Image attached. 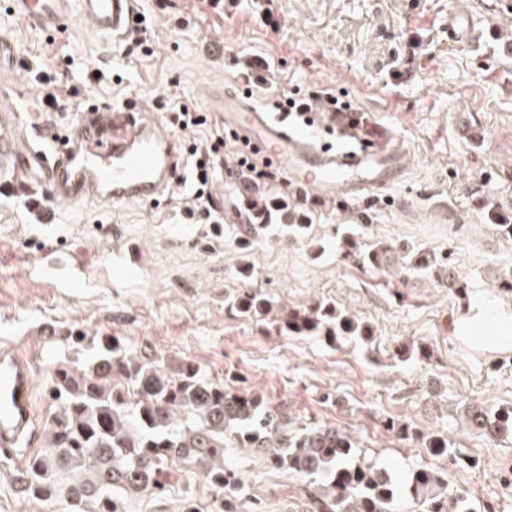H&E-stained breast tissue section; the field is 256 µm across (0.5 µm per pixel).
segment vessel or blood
Wrapping results in <instances>:
<instances>
[{
	"mask_svg": "<svg viewBox=\"0 0 512 512\" xmlns=\"http://www.w3.org/2000/svg\"><path fill=\"white\" fill-rule=\"evenodd\" d=\"M11 12L36 31L53 35L80 18L120 43L137 25V0H11ZM476 33L470 15L448 21L449 44L469 47ZM225 128L261 150L289 180L313 188L325 201H367L406 180L409 159L386 126L366 122L357 109L334 111L330 124L341 141L316 144L285 114L256 104L248 91L226 85L210 95ZM20 120L12 101L0 99V184L20 194L46 191L60 204L121 206L170 196L184 162L182 142L164 130L142 102L123 99L82 113L54 145ZM32 356L0 344V446L30 438L33 426Z\"/></svg>",
	"mask_w": 512,
	"mask_h": 512,
	"instance_id": "vessel-or-blood-1",
	"label": "vessel or blood"
}]
</instances>
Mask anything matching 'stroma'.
Listing matches in <instances>:
<instances>
[{
	"mask_svg": "<svg viewBox=\"0 0 512 512\" xmlns=\"http://www.w3.org/2000/svg\"><path fill=\"white\" fill-rule=\"evenodd\" d=\"M150 52L123 46L82 20L57 35L36 33L0 0V35L20 61L0 73L28 125L53 137L91 105L134 97L169 108L207 110L211 86L253 91L259 104L327 92L373 115L398 135L411 168L400 186L366 202L328 203L280 172L265 183L303 194L311 241L243 243L236 204L248 172L224 161L211 192L223 197L216 224L191 222L189 187L170 198L120 207L48 202L34 222L24 199L0 190V340L34 359V450L46 449L54 364L82 367L91 341L117 336L148 354L187 359L216 381L246 378L305 422H330L359 438L368 456L398 479L421 462L445 468L452 486L483 512H512V445L462 431L454 414L472 400L512 405V345L467 336L479 318L495 327L512 316V241L487 225L489 204L512 210V0H139ZM474 16L479 44L448 43V15ZM99 70L111 80L93 84ZM58 77L59 111L42 110L44 75ZM365 225L364 241L417 244L447 256L466 294L435 281L367 269L336 249V227ZM251 266L241 278V264ZM259 288L286 309L319 300L353 312L374 330L371 344L330 348L310 336L235 316L225 293ZM57 328L40 333L42 324ZM81 332L77 345L70 333ZM426 346L428 360L399 363L403 347ZM441 430L455 458L432 457L387 423ZM226 461L243 480L238 512H309L298 477L267 467L250 448ZM23 454L0 451V512H32L19 475ZM214 490L179 462L162 493L134 495L125 512H210Z\"/></svg>",
	"mask_w": 512,
	"mask_h": 512,
	"instance_id": "obj_1",
	"label": "stroma"
}]
</instances>
